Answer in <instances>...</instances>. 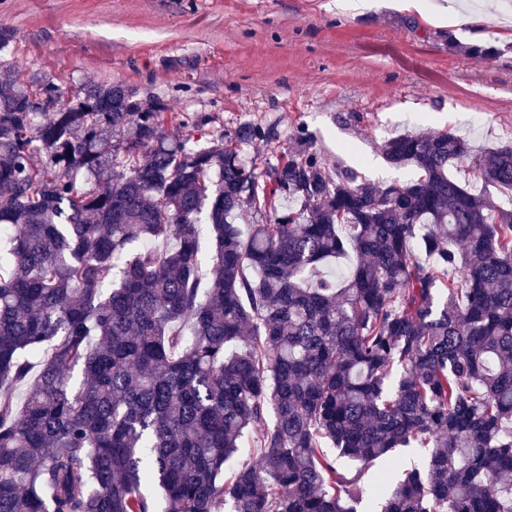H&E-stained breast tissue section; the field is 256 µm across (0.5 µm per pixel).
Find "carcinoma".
Returning <instances> with one entry per match:
<instances>
[{"mask_svg":"<svg viewBox=\"0 0 512 512\" xmlns=\"http://www.w3.org/2000/svg\"><path fill=\"white\" fill-rule=\"evenodd\" d=\"M278 139L0 69V512H512V201L452 174L512 191V145L399 134L382 186Z\"/></svg>","mask_w":512,"mask_h":512,"instance_id":"carcinoma-1","label":"carcinoma"}]
</instances>
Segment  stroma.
Returning a JSON list of instances; mask_svg holds the SVG:
<instances>
[{"label": "stroma", "instance_id": "35a3bbf8", "mask_svg": "<svg viewBox=\"0 0 512 512\" xmlns=\"http://www.w3.org/2000/svg\"><path fill=\"white\" fill-rule=\"evenodd\" d=\"M483 23L438 22L444 8ZM13 43L1 57L33 82L120 83L164 106L168 136L201 118L206 138L275 126L264 160L305 131L327 172L387 184L413 178L379 146L452 128L479 148L512 144V0H428L423 13L372 0H0ZM491 46L471 57L462 46Z\"/></svg>", "mask_w": 512, "mask_h": 512}]
</instances>
